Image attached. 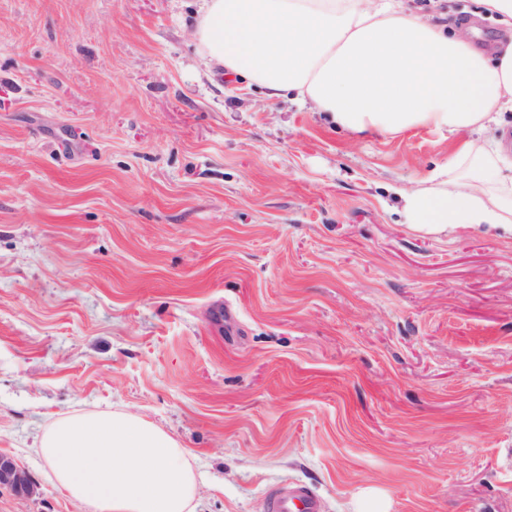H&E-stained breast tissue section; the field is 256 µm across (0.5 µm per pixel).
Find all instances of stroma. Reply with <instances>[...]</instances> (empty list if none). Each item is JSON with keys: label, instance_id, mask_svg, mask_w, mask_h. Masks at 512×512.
I'll return each instance as SVG.
<instances>
[{"label": "stroma", "instance_id": "1", "mask_svg": "<svg viewBox=\"0 0 512 512\" xmlns=\"http://www.w3.org/2000/svg\"><path fill=\"white\" fill-rule=\"evenodd\" d=\"M475 45L504 33L441 0ZM197 0H0V453L100 407L174 435L196 512H512V227L405 224L454 151L206 70ZM270 512H322L320 498L308 487L296 483L281 486L270 497Z\"/></svg>", "mask_w": 512, "mask_h": 512}]
</instances>
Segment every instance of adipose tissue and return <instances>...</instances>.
<instances>
[{
	"label": "adipose tissue",
	"instance_id": "1",
	"mask_svg": "<svg viewBox=\"0 0 512 512\" xmlns=\"http://www.w3.org/2000/svg\"><path fill=\"white\" fill-rule=\"evenodd\" d=\"M473 31L417 14L406 0H201L195 37L222 68L271 101L290 97L355 134L447 131L444 180L400 190L407 223L430 231L512 224V41L486 50ZM37 450L81 512H195L192 453L151 421L91 410L45 428Z\"/></svg>",
	"mask_w": 512,
	"mask_h": 512
}]
</instances>
